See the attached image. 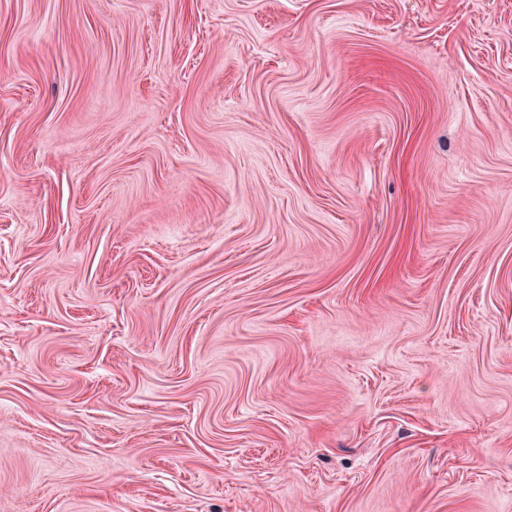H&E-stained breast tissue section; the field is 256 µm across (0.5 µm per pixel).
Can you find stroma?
<instances>
[{
	"instance_id": "1",
	"label": "stroma",
	"mask_w": 512,
	"mask_h": 512,
	"mask_svg": "<svg viewBox=\"0 0 512 512\" xmlns=\"http://www.w3.org/2000/svg\"><path fill=\"white\" fill-rule=\"evenodd\" d=\"M0 512H512V0H0Z\"/></svg>"
}]
</instances>
